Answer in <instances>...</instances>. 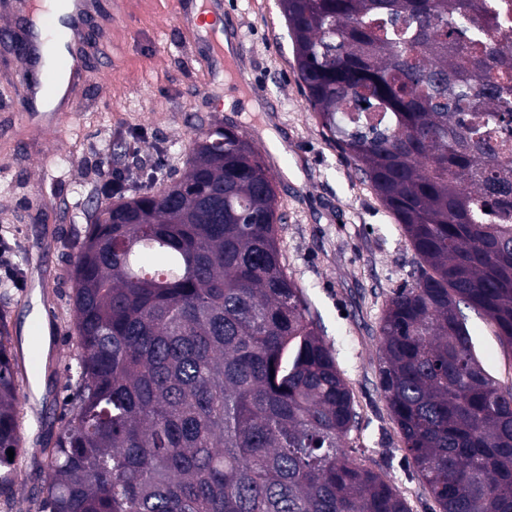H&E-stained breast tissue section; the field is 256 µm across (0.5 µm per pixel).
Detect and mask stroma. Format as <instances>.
Returning <instances> with one entry per match:
<instances>
[{
    "label": "stroma",
    "instance_id": "obj_1",
    "mask_svg": "<svg viewBox=\"0 0 512 512\" xmlns=\"http://www.w3.org/2000/svg\"><path fill=\"white\" fill-rule=\"evenodd\" d=\"M174 7V0H127L107 44L114 66L94 77L85 105L51 139L17 115L8 88L19 67L0 59V245L12 249L17 271L16 282L0 281V327L15 348L30 350L31 321L46 303L51 335L31 380L38 393L20 403V482L12 502L0 498V512H29L42 479L35 463L62 425L77 355L69 270L91 213L109 202L104 174L141 167L167 182L183 170L197 130L215 121L248 131L279 182L288 273L353 392L358 425L348 447L392 483L410 512H435L380 391L378 327L392 292L411 279L413 248L323 135L297 79L278 0H223L208 30L211 39L243 42L245 72L264 92L255 112L246 90L206 75ZM467 326L485 368L511 381L512 352L477 313L468 312Z\"/></svg>",
    "mask_w": 512,
    "mask_h": 512
}]
</instances>
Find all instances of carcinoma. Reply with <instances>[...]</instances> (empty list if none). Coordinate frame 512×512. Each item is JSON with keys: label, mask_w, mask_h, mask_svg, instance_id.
Returning <instances> with one entry per match:
<instances>
[{"label": "carcinoma", "mask_w": 512, "mask_h": 512, "mask_svg": "<svg viewBox=\"0 0 512 512\" xmlns=\"http://www.w3.org/2000/svg\"><path fill=\"white\" fill-rule=\"evenodd\" d=\"M484 0H279L331 142L419 258L379 326L380 387L439 512H512V46ZM407 18V30L388 25ZM486 113L473 123L471 112ZM100 208L70 269L69 417L37 512H409L346 448L353 395L286 267L273 176L234 126L179 178ZM0 335V497L19 472L17 357ZM467 326L477 345L478 353L485 368L495 377L504 382L512 379V356L504 348L493 328L477 313L464 310Z\"/></svg>", "instance_id": "carcinoma-1"}]
</instances>
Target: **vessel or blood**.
Instances as JSON below:
<instances>
[{
	"label": "vessel or blood",
	"instance_id": "obj_1",
	"mask_svg": "<svg viewBox=\"0 0 512 512\" xmlns=\"http://www.w3.org/2000/svg\"><path fill=\"white\" fill-rule=\"evenodd\" d=\"M29 14L19 57L25 80L17 89L16 110L22 120L44 135L61 129L85 97L88 63L102 58L103 41L112 27L113 0H64L62 10L24 0Z\"/></svg>",
	"mask_w": 512,
	"mask_h": 512
}]
</instances>
